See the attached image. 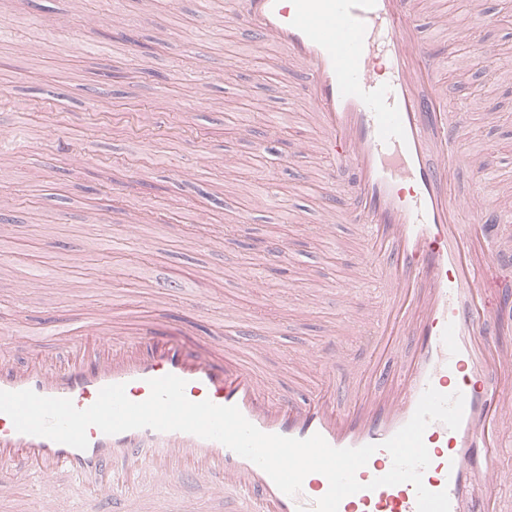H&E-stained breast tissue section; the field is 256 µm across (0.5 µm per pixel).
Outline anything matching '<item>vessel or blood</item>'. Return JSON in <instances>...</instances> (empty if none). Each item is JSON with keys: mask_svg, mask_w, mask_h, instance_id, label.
<instances>
[{"mask_svg": "<svg viewBox=\"0 0 512 512\" xmlns=\"http://www.w3.org/2000/svg\"><path fill=\"white\" fill-rule=\"evenodd\" d=\"M416 0H224L223 20L262 46L279 51L283 65L299 66L298 96L315 116L328 191L346 183L342 215L361 243L358 278L336 286L363 339L350 386L334 366L343 344L328 338L321 394L290 400L266 381L255 362L260 350L231 339L235 360L191 329L153 322L116 338L112 321L82 325L55 320L49 331L68 354L61 364L32 333L8 327L11 345L24 348L20 364L0 360V390H32L90 407L100 390L125 384L134 402L150 395L148 382L168 374L186 382L190 401L237 406L258 429L305 439L321 434L335 448L367 444L377 450L356 478L364 489L345 497L338 512H417L412 484L369 489L392 466L382 444L412 417L426 389L464 396L459 429L431 423L424 433L430 464L424 486L447 491L450 512H505L497 486L498 462L512 456L504 437L512 414V347L499 326L512 310V211L490 196L451 191L457 173L472 168L486 182L496 153L478 160L466 149L468 127L448 99L437 34L422 35ZM410 351L395 361L398 347ZM345 395L348 410L336 406ZM86 449L17 432L0 413V502L11 512H73L56 477L68 478L82 512H158L143 484L176 490L184 484L222 497L238 492L233 512H314L329 488L319 473L306 476L295 496L223 444L196 435L150 428L115 435L87 431ZM38 480L35 498L15 496L18 480Z\"/></svg>", "mask_w": 512, "mask_h": 512, "instance_id": "1", "label": "vessel or blood"}]
</instances>
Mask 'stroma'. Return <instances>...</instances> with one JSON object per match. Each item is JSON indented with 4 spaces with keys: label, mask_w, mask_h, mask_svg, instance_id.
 I'll return each mask as SVG.
<instances>
[{
    "label": "stroma",
    "mask_w": 512,
    "mask_h": 512,
    "mask_svg": "<svg viewBox=\"0 0 512 512\" xmlns=\"http://www.w3.org/2000/svg\"><path fill=\"white\" fill-rule=\"evenodd\" d=\"M452 26L444 40L448 56H467L469 47L456 28L472 3L492 18L480 29L485 43L512 51V27L503 25L504 0H439ZM102 16L108 30L132 28L136 44L113 51L111 39L82 27L87 12ZM39 34L42 51L16 56L11 45ZM480 69H446L453 100L467 104L469 148H496L495 195L512 209V67L498 70L481 99ZM301 80L299 67L273 64L268 49L221 28L199 0H0V86L10 99L0 104V215L12 220L0 264V324L22 319L47 352L66 360L44 327L50 316L81 322L97 307L94 294L80 292L101 281L116 329L131 335L143 322L182 315L223 347L217 317L240 314L247 341L268 349L263 371L273 375L282 395L298 399L317 390L320 370L297 372L293 357L312 350L332 321L344 313L335 279L359 258L361 245L351 225L337 224L336 243L320 242L316 227L326 218V188L315 158L299 156L318 133L311 111L289 99V86ZM28 104V119L47 128L42 142L24 145L12 136L13 101ZM171 110L161 128L152 113L160 101ZM280 112L284 124L268 128L266 116ZM252 116L253 132L231 128L239 114ZM153 135H145V128ZM265 144L270 173L254 159ZM213 160L207 172L185 180L178 174L199 146ZM92 149L87 170L68 165L69 153ZM50 152L57 163L46 171L37 162ZM276 200L267 202L263 189ZM161 211L169 220L146 225L145 247L120 243L123 213ZM111 214L116 244L102 249L101 229L92 216ZM235 232L225 235V225ZM287 243L290 260L269 255L267 240ZM260 273L264 286L252 295L239 284L242 270ZM39 275L27 298L15 292L22 278ZM209 290L207 307H191L189 295Z\"/></svg>",
    "instance_id": "stroma-1"
}]
</instances>
